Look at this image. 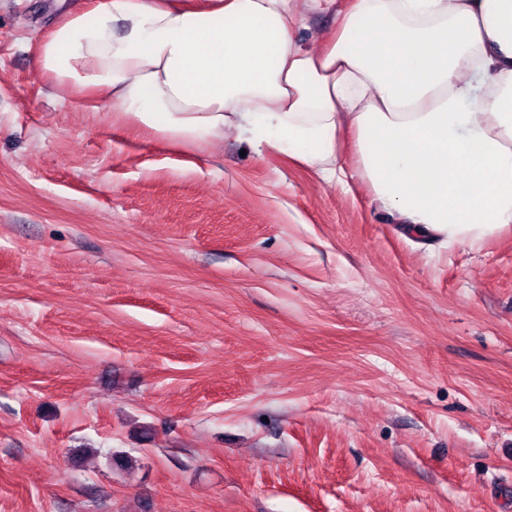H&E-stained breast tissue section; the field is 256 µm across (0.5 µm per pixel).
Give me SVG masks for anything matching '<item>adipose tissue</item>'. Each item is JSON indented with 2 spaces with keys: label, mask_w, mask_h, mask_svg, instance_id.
<instances>
[{
  "label": "adipose tissue",
  "mask_w": 512,
  "mask_h": 512,
  "mask_svg": "<svg viewBox=\"0 0 512 512\" xmlns=\"http://www.w3.org/2000/svg\"><path fill=\"white\" fill-rule=\"evenodd\" d=\"M328 12L334 36L300 42ZM37 67L164 146L233 132L363 183L420 243L512 234V0H84L40 37Z\"/></svg>",
  "instance_id": "1"
}]
</instances>
